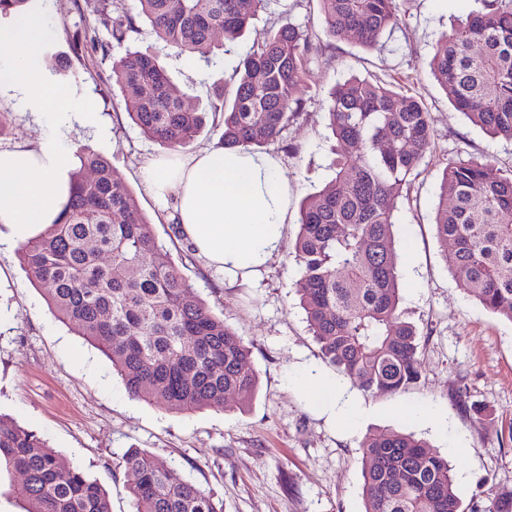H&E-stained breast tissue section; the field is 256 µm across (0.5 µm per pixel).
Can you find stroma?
Wrapping results in <instances>:
<instances>
[{"label": "stroma", "instance_id": "obj_1", "mask_svg": "<svg viewBox=\"0 0 512 512\" xmlns=\"http://www.w3.org/2000/svg\"><path fill=\"white\" fill-rule=\"evenodd\" d=\"M473 0H401L405 24L383 47L361 49L354 38L320 35L300 86L303 116L283 144L267 146L279 157L289 186V216L280 251L259 272L229 281L209 268L183 239L175 211L147 190L143 167L168 149L145 139L119 104L112 63L125 50L148 51L157 43L139 22L124 43L99 33L105 48L76 54L77 33L97 28L85 0H33L32 10L55 29L42 58L47 79L65 85L76 103L101 117L93 129L67 121L57 127L0 90V149L61 135L68 150L87 145L112 164L119 181L137 197L157 238L181 274L252 350L259 385L248 406L224 411L171 413L128 394L109 359L49 309L40 287L22 268L18 246L0 225V413L38 432L66 461L80 464L112 495V512H133L122 485L123 456L140 448L175 467L187 480L212 490L224 512H363L359 444L373 429L391 427L426 440L453 468L465 512H486L492 486L512 485V323L486 311L458 288L435 238L444 155L494 152L496 170L512 169V142H490L448 102L428 67V52L452 21L466 18ZM292 17L317 18L316 0H268L251 30L230 51L210 62L167 50L162 60L174 83L205 102L213 83L232 73L260 33ZM397 80L404 94L431 113L435 152L401 199L393 233L399 260L402 308L421 333L422 377L395 395H373L353 384L345 389L358 416L353 425L333 421L307 402L288 379L307 370L334 375L309 333L296 293L300 278L289 252L298 231L300 201L330 179V142L322 114L327 92L345 75ZM481 402L491 420L473 424L469 407ZM422 405L447 416V430L428 416L407 419L403 405Z\"/></svg>", "mask_w": 512, "mask_h": 512}]
</instances>
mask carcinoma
I'll use <instances>...</instances> for the list:
<instances>
[{
    "label": "carcinoma",
    "instance_id": "carcinoma-1",
    "mask_svg": "<svg viewBox=\"0 0 512 512\" xmlns=\"http://www.w3.org/2000/svg\"><path fill=\"white\" fill-rule=\"evenodd\" d=\"M32 0H0V19ZM164 48L207 58L213 35L230 46L266 0H136ZM331 37L371 49L402 22L398 0H317ZM476 8L437 39L430 60L450 103L493 139L512 141V0ZM112 39L136 27L99 11ZM311 25L288 19L256 42L204 108L182 93L155 54L127 51L112 80L131 122L176 150L222 118V145L256 150L283 140L304 110ZM335 177L299 206L291 257L300 304L324 360L357 388L397 394L421 378L419 333L400 307L393 224L434 150L431 113L395 84L351 76L329 92ZM71 187L58 220L22 244L19 257L47 285L57 318L93 343L133 397L175 412L243 405L258 388L251 350L216 315L163 252L134 194L90 147L75 152ZM492 156L445 159L436 237L459 288L512 322V170L490 176ZM364 512H464L448 461L413 433L381 429L359 444ZM17 472L13 494L25 512H112L109 493L66 462L33 430L0 414V473ZM123 490L135 512H223L214 494L146 450L124 457ZM487 512H512V486L492 489Z\"/></svg>",
    "mask_w": 512,
    "mask_h": 512
}]
</instances>
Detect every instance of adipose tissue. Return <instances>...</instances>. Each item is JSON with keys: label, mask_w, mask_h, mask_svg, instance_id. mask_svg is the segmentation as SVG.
<instances>
[{"label": "adipose tissue", "mask_w": 512, "mask_h": 512, "mask_svg": "<svg viewBox=\"0 0 512 512\" xmlns=\"http://www.w3.org/2000/svg\"><path fill=\"white\" fill-rule=\"evenodd\" d=\"M54 29L31 13L0 24V87L53 114L72 112L70 91L48 83L41 65ZM73 158L55 141L0 150V224L23 243L33 229L53 223L69 191ZM281 162L268 154L221 146L144 167L148 190L159 200L175 198L184 238L209 266L232 275L255 274L282 245L288 216V182ZM294 382L310 402L332 418L345 415V390L333 378L303 372Z\"/></svg>", "instance_id": "adipose-tissue-1"}]
</instances>
